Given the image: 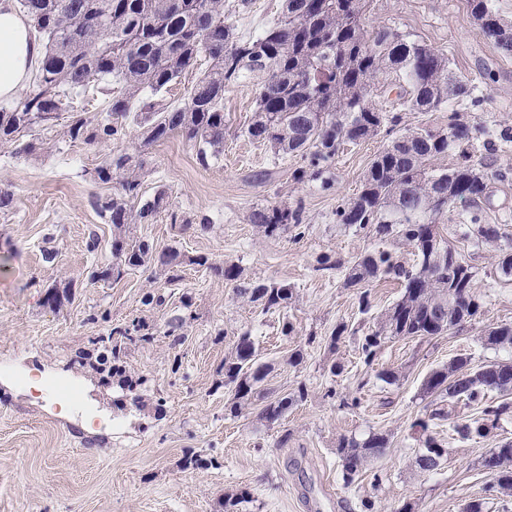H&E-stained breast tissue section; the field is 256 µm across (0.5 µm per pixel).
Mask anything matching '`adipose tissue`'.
<instances>
[{"instance_id":"ef3b65f1","label":"adipose tissue","mask_w":512,"mask_h":512,"mask_svg":"<svg viewBox=\"0 0 512 512\" xmlns=\"http://www.w3.org/2000/svg\"><path fill=\"white\" fill-rule=\"evenodd\" d=\"M42 46L13 0H0V99L13 98L36 67Z\"/></svg>"}]
</instances>
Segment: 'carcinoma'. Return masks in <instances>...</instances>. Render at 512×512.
<instances>
[{"instance_id":"obj_1","label":"carcinoma","mask_w":512,"mask_h":512,"mask_svg":"<svg viewBox=\"0 0 512 512\" xmlns=\"http://www.w3.org/2000/svg\"><path fill=\"white\" fill-rule=\"evenodd\" d=\"M472 18L502 25L492 0H466ZM45 57L20 101L0 109V146L12 153L31 155L36 144L24 140L37 126H50L59 113L69 111V99L101 83L116 84L109 91L110 119L94 124L83 115L72 118L63 135L72 141L109 142L126 135L127 123L143 129L145 143L177 134L196 147L203 166L224 151V87L245 79L256 82L255 114L243 130L245 136L270 146L277 155L298 156L303 165L293 179L316 180L336 159L341 145L359 144L390 131L401 116L378 105L376 99L396 94V104L408 112H432L451 106L469 92V85L450 68L448 57L420 39L395 28L379 25L367 31L370 0H285L282 18L262 33L245 37L235 33L224 13V0H17ZM207 60V67L190 87L182 106L166 105L137 112L142 92L157 95L181 75ZM484 134L479 123H467L448 113V128L435 133L427 128H405L403 144L388 145L371 161L356 196L336 207V223L369 229L379 236H394L414 250L416 264L408 269L387 252L357 257L345 269L344 286L356 291L358 308L370 312L368 286L384 279L404 284L400 299L386 309L374 329L363 337L361 355L370 364L389 338L438 336L448 327H461L480 314L471 266L439 233V219L448 212V196L477 208L489 196L488 165L472 160L470 148ZM450 153L457 161L446 168L433 162ZM141 154L120 152L88 172L94 183L117 184L112 197H96L92 204L112 224L115 263L94 269L92 281H106L123 270L154 268L165 283L182 279L185 264L204 266L219 280L234 285L236 295L268 313L288 307L294 293L287 285L256 282L243 269L226 260L189 257L176 247L161 251L145 240L130 238V225L159 212H169L172 223L179 215L171 209L168 194L158 189L135 212L128 198L138 195L146 174ZM259 232L272 237L285 230L299 239L304 234L301 206L286 204L252 210L248 216ZM478 240L498 250L502 274L512 276V243L496 224L471 217ZM455 258L457 273L448 279V258ZM182 313L168 322L164 335L183 340V328L194 318L193 299L182 296ZM112 333L130 342L149 343L154 334L134 322ZM485 342L495 348H512V324L489 326ZM92 366L106 371L130 392L137 383L126 375L120 350L112 337L100 336L82 353ZM470 359L460 355L448 366L430 373L422 383L426 396L440 399L428 419L414 424L420 448L415 466L422 471L437 467L447 448L430 432L433 421L451 420L458 405L476 410V416L453 423L462 440L484 439L500 421L512 414V404L494 402L489 393L494 381H512V361L496 360L475 369L457 386L448 383ZM272 366L256 363L251 334L238 337L224 356V386L232 398L226 407L237 417L249 412L260 385ZM304 389L292 397L264 404L256 417L269 424L281 420L288 408L305 398ZM388 439L371 433L358 440L343 437L337 452L343 462L345 484L367 471L383 456ZM499 460L494 481L486 487L491 496L512 501V441L490 450ZM242 489L224 494L222 512H239L249 498Z\"/></svg>"}]
</instances>
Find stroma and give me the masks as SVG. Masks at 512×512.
I'll return each instance as SVG.
<instances>
[{"mask_svg": "<svg viewBox=\"0 0 512 512\" xmlns=\"http://www.w3.org/2000/svg\"><path fill=\"white\" fill-rule=\"evenodd\" d=\"M224 9L238 33L248 36L277 22L284 0H224ZM366 25L395 27L426 41L474 86L476 101L457 107L461 120L485 128L473 156L507 173L492 180L482 221L499 225L512 239V57L502 56L473 21L466 0H373ZM254 97L252 82L225 87L224 152L206 167L179 136L143 145L136 125L120 141L62 138L65 112L55 128L36 130L43 145L38 155L18 158L0 149V187L11 188L16 199L12 212L0 213V512H220L225 493L243 488L251 499L240 512H395L405 503L416 512H461L478 498L485 499V512H503L499 500L485 496L491 477L481 457L512 440V417L478 441L460 439L450 422H439L433 431L448 455L425 473L414 464L419 444L412 425L429 413L421 383L433 370L459 355L475 367L512 359V349L482 341L486 326L512 323V276L499 272L496 251L467 235L469 209L451 205L439 232L475 273L479 316L439 336L387 340L376 361L365 365L360 335L402 288L392 279L371 283L372 309L360 313L355 293L343 286V268L368 252H391L408 268L415 257L394 238L337 224L335 211L338 201L355 196L364 171L393 135L383 131L342 146L324 181L298 182L293 171L299 158L277 159L269 146L243 136ZM120 151L144 154L148 163L132 207L162 188L191 225L178 232L161 212L135 224V237L159 250L174 246L189 256L236 262L256 281L287 283L294 290L288 308L261 313L199 266L184 267L172 287L145 269L90 281L94 268L112 262V227L90 200L112 195L114 187L91 182L87 173ZM284 203L302 204L303 239L294 240L289 231L267 237L249 224L253 208ZM203 221L208 230H200ZM93 237L99 242L94 251L88 248ZM49 243L57 252L51 262L44 258ZM326 258L340 262V269L320 271ZM65 282L74 285L71 301L50 308L44 302L48 286ZM150 292L164 294L165 305H144ZM185 294L193 298L195 318L175 345L163 331L180 313ZM100 311L107 321H91ZM135 320L156 335L153 343L124 346L128 375L144 382L138 404L116 380L78 357L92 340ZM286 322L294 326L288 336L282 333ZM340 323L348 331L337 353L342 368L333 374L328 343ZM245 331L259 362L273 366L264 383L266 399L301 385L307 390L271 425L224 409L230 398L224 356ZM295 350L303 361L293 367L288 357ZM385 371L397 372L398 380L385 382ZM54 385L71 389L76 401L51 397ZM331 387L333 399L325 396ZM350 395L357 406L343 405ZM373 432L389 438L386 454L374 464L379 485L367 474L345 484L339 438ZM189 452L211 458V466L182 469Z\"/></svg>", "mask_w": 512, "mask_h": 512, "instance_id": "stroma-1", "label": "stroma"}]
</instances>
